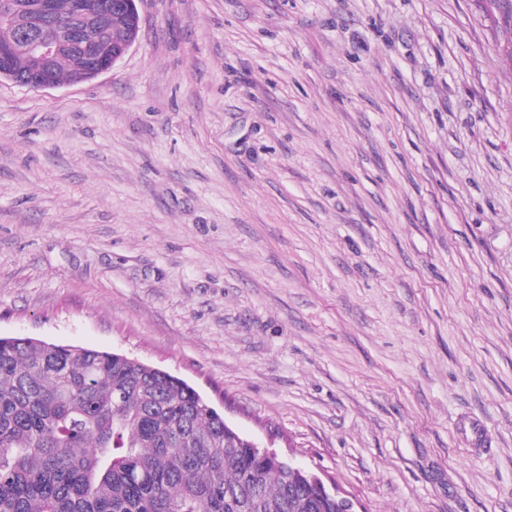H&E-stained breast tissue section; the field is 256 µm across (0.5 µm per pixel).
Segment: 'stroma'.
Returning <instances> with one entry per match:
<instances>
[{
	"instance_id": "obj_1",
	"label": "stroma",
	"mask_w": 512,
	"mask_h": 512,
	"mask_svg": "<svg viewBox=\"0 0 512 512\" xmlns=\"http://www.w3.org/2000/svg\"><path fill=\"white\" fill-rule=\"evenodd\" d=\"M0 80V337L139 359L357 512H512V61L478 0H138ZM34 11L24 17H17L13 25V35L0 42V75L12 76L20 80L34 70L29 56L42 61L54 55L66 44L80 42L82 44V64L78 69L76 82L85 76L96 77L106 72L120 61L132 47L139 32V13L136 0H108L99 6L98 16L112 17V13L126 16L129 23V33L122 22L112 17V42L123 43L113 47L108 40L98 33L89 23L92 17L87 0H71L70 22L61 26L55 34H45L41 28L50 22L53 15V0H39ZM19 53L15 57L17 52ZM29 55V56H28ZM14 57V71L12 60ZM78 63V52L75 48L60 50L48 64V72L35 70L28 81L17 84L31 89L51 88L59 83L70 82Z\"/></svg>"
}]
</instances>
